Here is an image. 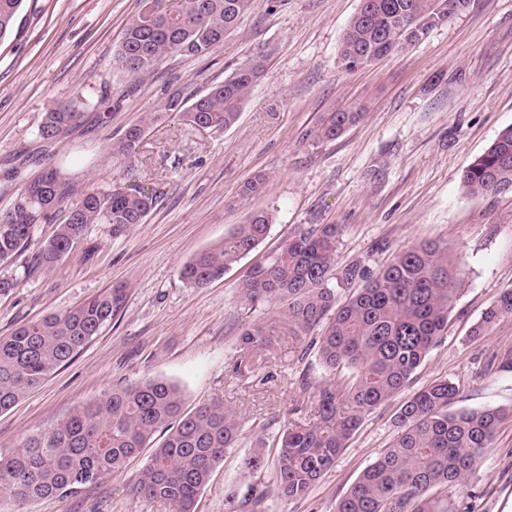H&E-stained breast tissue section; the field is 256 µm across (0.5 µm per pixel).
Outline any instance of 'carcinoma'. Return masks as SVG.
Masks as SVG:
<instances>
[{
    "label": "carcinoma",
    "instance_id": "obj_1",
    "mask_svg": "<svg viewBox=\"0 0 512 512\" xmlns=\"http://www.w3.org/2000/svg\"><path fill=\"white\" fill-rule=\"evenodd\" d=\"M23 0H0V40L13 34ZM361 0L343 36L340 54L351 63L364 56L383 60L415 44L440 24L465 10L471 0ZM252 0H145L125 29L115 62L129 75L156 70L168 58L202 57L224 42L250 11ZM257 78L245 65L202 95L176 92L164 104L166 115L189 125L224 130L238 117ZM82 112L70 101H57L45 113L36 135L52 141L76 124ZM157 114L127 127L112 141V161L129 168L137 159L146 128ZM360 119V113L330 112L318 136L334 139ZM267 178L258 173L244 181L238 198L261 194ZM472 195L512 192V126L503 129L461 178ZM156 204L149 188L133 182L107 191L78 188L62 181L55 168L45 170L0 211V265L30 245L34 227L55 212L66 213L55 236L33 253L34 265L51 268L68 256L90 224H109L119 233L141 224ZM271 217L254 211L224 239L185 262L181 280L204 288L224 270L256 250L266 238ZM339 228L317 224L299 228L276 250L255 262L239 284L252 304L283 303L288 333L322 328L321 364L349 372L342 382L316 387L313 425L285 426L277 440L275 479L281 495L306 496L333 466L354 434L362 414L398 394L441 338L464 274L448 248L423 242L403 251L376 277L365 279L357 264L336 270ZM358 279L366 284L348 298L337 289ZM129 286L123 283L69 311L50 314L0 338V412L11 409L52 372L68 363L124 310ZM512 314V289L487 310L486 324ZM274 340V328L247 326L239 337L240 364ZM459 388L438 380L408 398L397 415L399 431L390 446L369 464L339 500L336 512H456L455 498L477 470L503 418L497 409L457 410ZM241 424L224 400L184 408L180 388L161 379L117 387L97 401L76 406L46 434L0 452V512L16 501L76 496L109 475L124 471L145 448L151 456L133 490L148 500L167 503L174 512H195L196 499L224 453L238 446ZM268 459L255 449L242 460L253 475ZM225 512H266L265 494L255 492L241 505L226 496Z\"/></svg>",
    "mask_w": 512,
    "mask_h": 512
}]
</instances>
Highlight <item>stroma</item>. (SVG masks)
Returning a JSON list of instances; mask_svg holds the SVG:
<instances>
[{
    "mask_svg": "<svg viewBox=\"0 0 512 512\" xmlns=\"http://www.w3.org/2000/svg\"><path fill=\"white\" fill-rule=\"evenodd\" d=\"M360 0H254L221 46L175 57L130 76L113 64L143 0H23L14 34L0 41V209L48 165L65 181L106 190L126 176L158 191L144 223L121 232L90 225L50 269L29 254L6 270L18 288L0 294V337L61 313L118 283L130 295L121 315L70 362L0 413V451L50 432L78 404L118 386L161 378L179 386L187 408L212 398L238 415L237 447L218 463L197 512H224L225 494H267L269 512H335L336 503L396 436V416L414 392L447 378L460 387L454 409L499 408L506 416L477 473L459 493L458 512H512V315L483 324L512 288V193L470 195L467 166L512 126V0H472L418 43L378 63L352 66L340 55ZM259 77L237 121L215 131L162 119L148 125L132 171L108 155L113 137L159 108L173 91L202 94L243 64ZM92 97L81 121L45 142L36 130L57 100ZM361 118L335 139L316 134L326 113ZM264 173V192L236 203L241 183ZM272 217L267 239L204 288L181 281L182 264L223 239L250 211ZM341 229L337 266L376 275L408 247L446 245L465 270L448 325L402 393L364 413L346 448L302 499L280 495L273 469L243 476L242 456L274 453L288 422L316 420L314 386L331 379L311 348L318 331L281 334L237 372L238 337L254 323L280 322L282 306L251 304L238 285L259 256L301 226ZM149 459L71 497L18 512H171L132 486Z\"/></svg>",
    "mask_w": 512,
    "mask_h": 512,
    "instance_id": "obj_1",
    "label": "stroma"
}]
</instances>
